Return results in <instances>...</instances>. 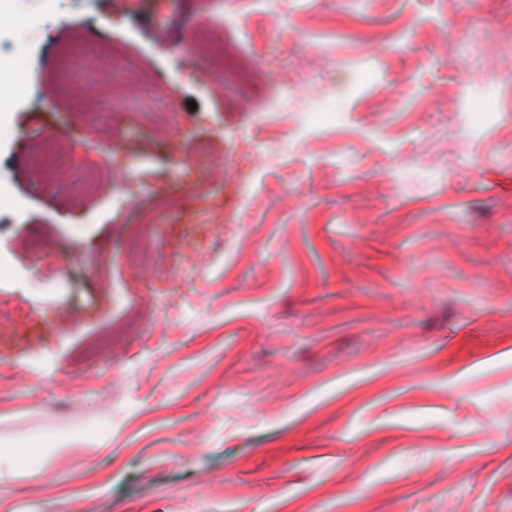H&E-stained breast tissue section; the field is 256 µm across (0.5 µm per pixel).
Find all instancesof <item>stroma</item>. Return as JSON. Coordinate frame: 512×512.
<instances>
[{"mask_svg":"<svg viewBox=\"0 0 512 512\" xmlns=\"http://www.w3.org/2000/svg\"><path fill=\"white\" fill-rule=\"evenodd\" d=\"M19 56L0 512H512V0H11ZM30 465L28 448H0V481L20 475Z\"/></svg>","mask_w":512,"mask_h":512,"instance_id":"obj_1","label":"stroma"}]
</instances>
